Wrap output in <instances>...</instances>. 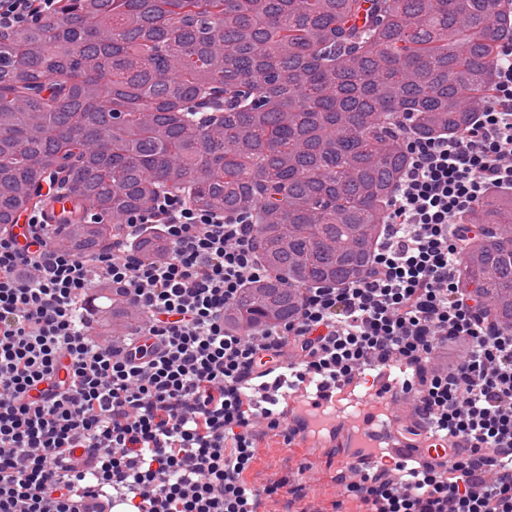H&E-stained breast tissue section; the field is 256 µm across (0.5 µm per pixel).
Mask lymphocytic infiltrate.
I'll list each match as a JSON object with an SVG mask.
<instances>
[{
  "instance_id": "obj_1",
  "label": "lymphocytic infiltrate",
  "mask_w": 512,
  "mask_h": 512,
  "mask_svg": "<svg viewBox=\"0 0 512 512\" xmlns=\"http://www.w3.org/2000/svg\"><path fill=\"white\" fill-rule=\"evenodd\" d=\"M58 0H0L7 34L53 14ZM467 133L404 134L410 164L389 203L369 272L309 286L296 317L231 327L225 313L264 280L256 227L157 192L128 213L111 247L78 256L50 245L32 210L26 241L0 230V512H70L98 491L123 512H256L248 480L263 435L281 429L249 393L266 366L334 387L405 366L413 435L444 464L378 459L343 478L370 512H512V329L460 286L478 228L463 216L512 193V39ZM167 244L144 257L143 232ZM131 308L129 334L96 336L104 293Z\"/></svg>"
}]
</instances>
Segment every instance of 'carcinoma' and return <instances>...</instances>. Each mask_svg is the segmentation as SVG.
I'll return each instance as SVG.
<instances>
[{
    "instance_id": "1",
    "label": "carcinoma",
    "mask_w": 512,
    "mask_h": 512,
    "mask_svg": "<svg viewBox=\"0 0 512 512\" xmlns=\"http://www.w3.org/2000/svg\"><path fill=\"white\" fill-rule=\"evenodd\" d=\"M510 32L504 0H60L0 36V228L52 180L79 203L64 244L87 256L157 189L183 191L256 224L270 276L228 323L289 321L301 289L369 271L408 165L403 120L466 133ZM462 223L483 234L461 287L512 329V194ZM138 247L164 253L151 233Z\"/></svg>"
}]
</instances>
